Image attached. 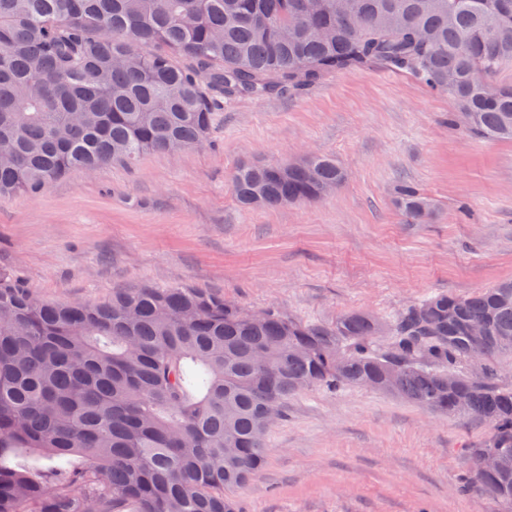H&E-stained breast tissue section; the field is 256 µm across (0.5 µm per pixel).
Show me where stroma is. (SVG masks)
I'll return each mask as SVG.
<instances>
[{
  "mask_svg": "<svg viewBox=\"0 0 512 512\" xmlns=\"http://www.w3.org/2000/svg\"><path fill=\"white\" fill-rule=\"evenodd\" d=\"M453 110L449 95L381 65L261 98L216 96L208 145L0 198V273L54 303L149 284L322 324L512 280V142L467 134L449 124ZM308 153L336 157L338 189L241 208L229 187L239 165ZM403 184L432 201L427 223L399 209ZM488 432L364 387L305 389L272 425L268 464L236 509L499 512L466 484L461 456Z\"/></svg>",
  "mask_w": 512,
  "mask_h": 512,
  "instance_id": "35a3bbf8",
  "label": "stroma"
}]
</instances>
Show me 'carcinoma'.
Instances as JSON below:
<instances>
[{"label":"carcinoma","instance_id":"carcinoma-1","mask_svg":"<svg viewBox=\"0 0 512 512\" xmlns=\"http://www.w3.org/2000/svg\"><path fill=\"white\" fill-rule=\"evenodd\" d=\"M377 64L449 94L469 133L512 140V85L496 81L512 66V0H0V197L202 145L216 93ZM344 180L319 154L230 178L249 209ZM398 204L414 223L432 215L409 185ZM503 355L512 282L322 325L252 320L198 288L55 304L0 273V512H236L267 463L270 399L283 413L302 389L365 385L487 422L463 450L469 480L512 512V383L487 365ZM491 453L506 466L482 467Z\"/></svg>","mask_w":512,"mask_h":512}]
</instances>
